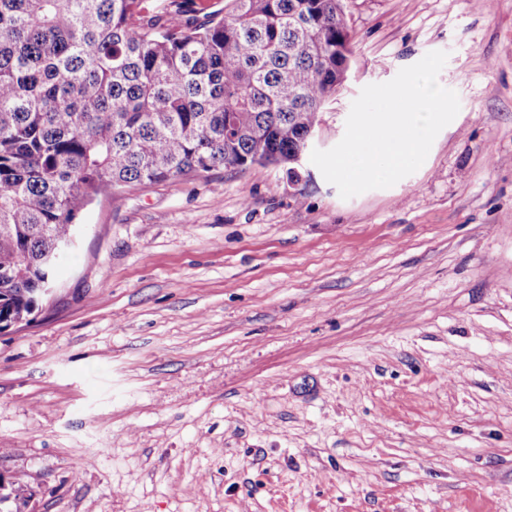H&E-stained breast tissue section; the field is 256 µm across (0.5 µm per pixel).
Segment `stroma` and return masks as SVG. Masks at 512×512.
<instances>
[{"label":"stroma","instance_id":"1","mask_svg":"<svg viewBox=\"0 0 512 512\" xmlns=\"http://www.w3.org/2000/svg\"><path fill=\"white\" fill-rule=\"evenodd\" d=\"M348 80L435 50L423 165L341 199L306 164L99 196L0 335L6 512H512V0H345Z\"/></svg>","mask_w":512,"mask_h":512}]
</instances>
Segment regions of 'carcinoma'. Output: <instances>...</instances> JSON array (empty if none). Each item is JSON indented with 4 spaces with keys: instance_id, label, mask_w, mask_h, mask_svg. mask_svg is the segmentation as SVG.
Listing matches in <instances>:
<instances>
[{
    "instance_id": "1",
    "label": "carcinoma",
    "mask_w": 512,
    "mask_h": 512,
    "mask_svg": "<svg viewBox=\"0 0 512 512\" xmlns=\"http://www.w3.org/2000/svg\"><path fill=\"white\" fill-rule=\"evenodd\" d=\"M349 46L343 0H0V323L94 197L290 169Z\"/></svg>"
}]
</instances>
